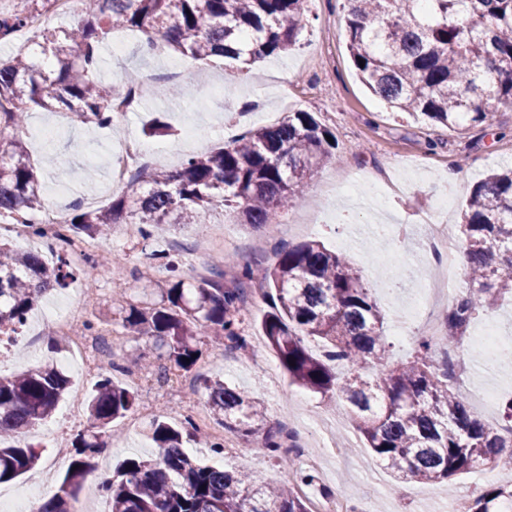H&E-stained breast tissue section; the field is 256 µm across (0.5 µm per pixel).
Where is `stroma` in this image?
<instances>
[{"mask_svg":"<svg viewBox=\"0 0 512 512\" xmlns=\"http://www.w3.org/2000/svg\"><path fill=\"white\" fill-rule=\"evenodd\" d=\"M121 37L128 45L122 59L113 58L108 50L100 53L98 78L102 83L116 93L130 78L148 86L176 83L186 96L145 98L134 112L109 128L75 122L66 112H29L20 130L22 142L45 181L65 186V194L55 199L57 205L69 208L74 199L86 197L102 206L116 195L108 181L107 162L117 137L178 148L191 136L198 142V152L203 153L263 125V118L240 108L242 102L260 97L267 98L270 111L281 118L294 109L312 113L332 132L336 149L314 173L304 200L291 211H279L273 223L247 224L233 215L205 217L206 232H213L218 224L225 229L223 240L213 241L210 253L196 252L199 237L189 226H156L147 242L136 233L113 235V251L128 261L126 283L114 282L103 272L90 276L85 269H73L67 287L46 294L39 302V312L31 313L20 331L21 337L30 341L36 359L48 355L45 329L51 324V315L74 305L82 289L92 288L100 296L99 304L86 313V320L109 327L121 323L125 308L159 302L161 289L169 281H197L198 266L209 270L222 267L228 255L242 261L257 258L271 266L281 248L311 240L344 255L375 288L382 279L398 278L400 265L412 270V278L403 281L399 294L376 288L374 296L386 312L387 325L406 321L414 336L423 323L442 322L447 304L436 302L417 314L407 308L425 289L433 261L417 253L408 239L390 235L375 240L371 227L383 209L395 223L431 225L437 191L444 185V173L451 169L459 172L460 181L450 190V222L461 223L473 188L490 171L512 164V108H499L486 124L455 129L422 117H396L356 75L346 47L340 0H309L296 44L285 53L268 57L259 75L230 59L202 64L165 48L157 56H148L142 51V34L125 31ZM158 116L170 126L167 135L153 136L146 131ZM270 309L271 301L265 297L251 304L244 315L242 327L249 341L246 351L203 346L195 370L224 377L240 390L260 397L267 406L264 425L268 428H283L286 404L296 403L295 418L304 429L307 452L331 457L325 472L305 486L306 496L340 493L360 501L369 512H448L451 491L480 487V480L471 473L439 485L409 481L395 486L388 470L363 447L343 404L292 384L273 351L263 344L262 322ZM490 317L503 331L512 332V296L475 316L459 341L466 357L458 392L473 409L479 407L481 395L494 394V402L483 410L490 422L497 423L502 403L512 397V368L492 370L468 355L470 347L480 342L482 325ZM259 353L271 359L272 374L254 366ZM136 395L137 404L152 403L153 417L168 422L209 410L204 390L187 391L177 382L150 385ZM89 424L88 413L72 421L63 410H56L35 435L42 452L41 467H48ZM148 428L144 422L109 438L98 458L99 477H108L111 468L124 459L154 457ZM240 446L251 455L244 465L235 455L215 453L192 441L185 444L189 454L207 463L230 469L242 466L270 483L295 481L303 469L299 462L283 465L254 442L244 440Z\"/></svg>","mask_w":512,"mask_h":512,"instance_id":"35a3bbf8","label":"stroma"}]
</instances>
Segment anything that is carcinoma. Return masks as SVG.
Returning a JSON list of instances; mask_svg holds the SVG:
<instances>
[{
    "mask_svg": "<svg viewBox=\"0 0 512 512\" xmlns=\"http://www.w3.org/2000/svg\"><path fill=\"white\" fill-rule=\"evenodd\" d=\"M308 0H84L70 23L41 31V70L31 53L0 59V101L19 104L0 112V217L44 208L43 186L15 131L30 110L69 112L82 124L110 127L114 94L96 79L98 50L113 31L138 30L194 60H247L287 50L297 39ZM347 49L362 82L394 112L421 113L450 127L485 124L494 109L512 106V0H345ZM52 0H7L0 9V37L47 13ZM330 132L309 112L252 130L229 145L190 157L180 169L136 174L131 192L105 207L75 206L68 234L105 243L118 224L140 225L147 242L153 224L198 226L210 213L228 210L248 224H269L278 211L304 198L315 170L332 154ZM467 286L445 315L448 345L462 337L473 315L512 295V169L494 172L473 190L460 224ZM258 263L244 264L233 286L224 271L198 283L178 279L159 303L130 306L125 329L152 338L159 383L170 372H190L202 355L198 337L214 348H245L241 324ZM67 260L50 265L38 251L0 241V335L25 325L36 299L66 286ZM275 291L263 328L291 382L314 393L336 395L347 405L368 448L398 480L441 483L512 457V398L502 405L498 428L478 419L451 385L448 366L435 359L427 339L414 355L367 376L381 365L389 344L385 314L362 271L319 241L280 251L261 271ZM319 344L315 352L310 342ZM295 361L290 365L289 361ZM339 365L347 367L337 373ZM111 363L94 384L87 409L90 433L80 432L67 451L70 466L57 492L41 498L36 512H74L95 456L105 448L102 431L125 417L135 395L114 376ZM210 410L224 429L261 447L288 467L281 432L263 426L264 403L219 378L197 375ZM70 386L56 360L0 377V483L16 479L40 454L26 434L55 412ZM158 457L122 461L102 489L110 512H309L307 501L285 486L243 472L201 463L183 449L199 440L190 418L150 424ZM512 490L489 483L473 497L470 512H502Z\"/></svg>",
    "mask_w": 512,
    "mask_h": 512,
    "instance_id": "carcinoma-1",
    "label": "carcinoma"
}]
</instances>
